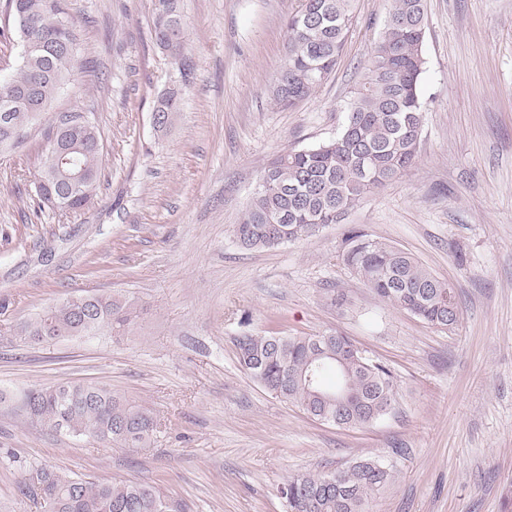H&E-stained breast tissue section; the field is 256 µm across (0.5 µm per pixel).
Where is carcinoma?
Returning a JSON list of instances; mask_svg holds the SVG:
<instances>
[{"instance_id": "1", "label": "carcinoma", "mask_w": 512, "mask_h": 512, "mask_svg": "<svg viewBox=\"0 0 512 512\" xmlns=\"http://www.w3.org/2000/svg\"><path fill=\"white\" fill-rule=\"evenodd\" d=\"M20 41L32 42L17 71L0 79V99L34 85L38 101L49 107L81 66L73 22L65 0H6ZM353 16L350 0H301L285 21L286 66L273 96L291 108L308 98L336 67ZM154 43L174 61L183 50L179 0H154ZM424 0H392L380 39L370 58V77L353 91L336 134L307 148L275 156L256 175L250 203L235 236L246 249H270L308 238L339 224L364 195L401 177L418 157L425 107L420 84L425 72ZM180 92L158 98L156 131L164 133L179 110ZM47 123L38 153V178L49 186L39 206L76 211L95 194L102 133L94 122L62 133L73 119L36 118L25 102L0 125V151L12 133L28 137L32 126ZM343 261L379 297L421 321L442 329L459 322L452 286L436 277L405 250L351 233ZM136 308L110 292L75 295L43 309L20 326L29 339L49 343L110 333L132 323ZM243 370L269 392L307 416L340 428L356 429L386 417L385 405L397 396L392 371L363 355L344 334L324 332L288 336L270 330L246 332L237 339ZM21 409L39 425L72 438L95 437L104 448L146 446L156 431L152 409L122 398L104 384L61 382L24 393ZM37 491L20 486L24 496L41 499L43 512H187V506L144 484L88 481L54 465L37 469ZM390 479L376 460L360 458L344 471L308 473L279 487L288 512H364L366 502Z\"/></svg>"}]
</instances>
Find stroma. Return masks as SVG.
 Returning <instances> with one entry per match:
<instances>
[{"label": "stroma", "instance_id": "stroma-1", "mask_svg": "<svg viewBox=\"0 0 512 512\" xmlns=\"http://www.w3.org/2000/svg\"><path fill=\"white\" fill-rule=\"evenodd\" d=\"M85 69L50 113H91L101 175L84 208L37 206L32 133L0 156V512H37L20 486L57 465L90 481L160 487L190 512H285L279 487L378 460L390 481L366 512H512V0H426V112L418 158L316 235L248 250L234 235L254 174L336 134L391 0H353L329 78L293 108L272 87L300 0H180L181 75L151 38L153 0H66ZM182 91L166 133L152 113ZM412 253L449 282L450 330L365 287L343 262L348 229ZM134 299L119 336L47 344L22 322L64 298ZM337 330L397 382L393 413L343 429L298 411L241 368L236 339ZM108 384L149 406L145 448H101L31 421L27 389Z\"/></svg>", "mask_w": 512, "mask_h": 512}]
</instances>
